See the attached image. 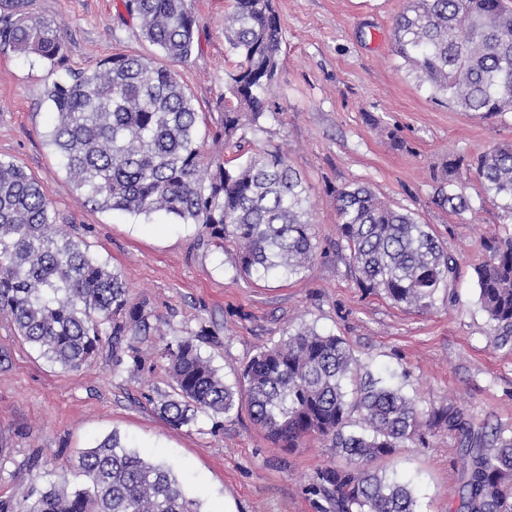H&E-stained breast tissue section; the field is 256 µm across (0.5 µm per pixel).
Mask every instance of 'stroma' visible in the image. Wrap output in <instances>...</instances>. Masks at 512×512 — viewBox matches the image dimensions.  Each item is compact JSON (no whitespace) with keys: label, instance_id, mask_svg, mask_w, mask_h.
Wrapping results in <instances>:
<instances>
[{"label":"stroma","instance_id":"obj_1","mask_svg":"<svg viewBox=\"0 0 512 512\" xmlns=\"http://www.w3.org/2000/svg\"><path fill=\"white\" fill-rule=\"evenodd\" d=\"M29 15L52 20L62 50L56 63L0 45V158L13 161L50 192L57 223L127 283L151 326L142 347L157 359L159 335L202 336L201 351L225 383L287 330L307 325L346 339L360 363L394 372L423 411L453 408L472 429L512 431V350L494 347L477 304L472 267L485 244L512 234L476 180L459 184L471 208L454 215L433 202L450 161L512 145V112H461L408 76L392 44L405 0H272L282 53L271 113L245 137L280 148L303 177L319 248L298 276L256 280L237 272L231 254L200 239L192 224L102 210L68 181L48 134L53 106L45 76L96 69L135 55L161 60L127 14L123 0H24ZM232 0H194L195 50L175 64L206 124L224 110L236 58L224 40ZM397 130L403 146L388 138ZM368 183L384 200L431 224L460 267L430 310L392 304L359 288L336 243V193ZM0 500L69 476L83 449L115 434L153 462L171 466L201 512H320L310 487L335 462L328 443L276 447L247 411L214 431L206 415L175 428L155 398L171 393L163 368L130 373L104 347L88 368L52 364L0 315ZM426 445L378 464L412 479L421 512H456L463 447L446 427H424Z\"/></svg>","mask_w":512,"mask_h":512}]
</instances>
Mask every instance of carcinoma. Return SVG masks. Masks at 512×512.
<instances>
[{"mask_svg":"<svg viewBox=\"0 0 512 512\" xmlns=\"http://www.w3.org/2000/svg\"><path fill=\"white\" fill-rule=\"evenodd\" d=\"M140 36L178 63L194 47L193 0H124ZM224 40L238 58L229 75L231 100L213 139L245 138L260 127L279 74L282 30L271 0H233ZM396 53L408 74L462 112H512V7L505 0H406L393 26ZM0 44L52 64L45 95L55 108L50 140L69 181L100 209L150 216L163 211L195 224L218 249L237 246V270L262 280L302 273L317 255L315 225L302 178L278 148L258 147L226 160L208 157L201 115L174 70L139 56L112 58L68 81L54 77L62 42L55 24L21 13L0 28ZM512 222V145L463 164L448 163L434 202L454 214L469 209L457 190L461 167ZM49 190L19 166L0 160V313L17 336L65 370L92 364L106 345L132 373L150 372L142 337L148 314L131 302L126 282L53 223ZM338 244L356 284L395 305L432 307L457 276V259L431 225L354 184L336 194ZM477 300L494 346L512 340V237L496 239L473 267ZM194 336L163 341L173 394L160 415L180 428L197 413L213 427L247 409L276 446L317 438L345 459L316 474L310 487L332 512H418L397 475L372 469L379 459L423 441L421 427L446 425L467 442L460 470L461 512H512V435L474 432L446 408L426 414L390 378L361 365L344 338L302 327L254 355L228 385ZM359 415L360 421L353 420ZM83 476L0 501V512H200L173 470L122 446L112 434L81 452Z\"/></svg>","mask_w":512,"mask_h":512,"instance_id":"1","label":"carcinoma"}]
</instances>
